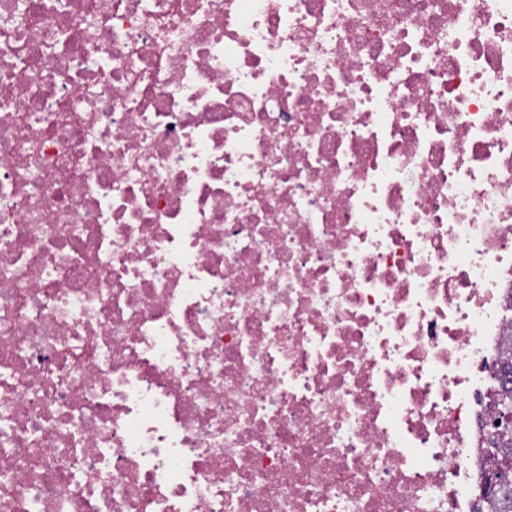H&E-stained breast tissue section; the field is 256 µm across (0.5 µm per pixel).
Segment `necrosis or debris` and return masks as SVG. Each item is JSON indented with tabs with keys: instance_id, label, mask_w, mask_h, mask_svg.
I'll return each mask as SVG.
<instances>
[{
	"instance_id": "1",
	"label": "necrosis or debris",
	"mask_w": 512,
	"mask_h": 512,
	"mask_svg": "<svg viewBox=\"0 0 512 512\" xmlns=\"http://www.w3.org/2000/svg\"><path fill=\"white\" fill-rule=\"evenodd\" d=\"M512 0H0V512H483Z\"/></svg>"
}]
</instances>
